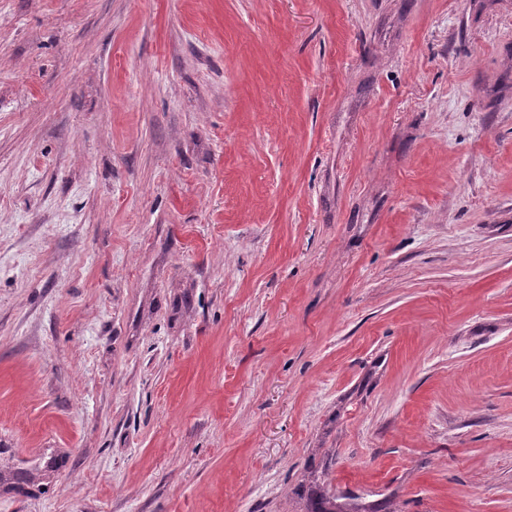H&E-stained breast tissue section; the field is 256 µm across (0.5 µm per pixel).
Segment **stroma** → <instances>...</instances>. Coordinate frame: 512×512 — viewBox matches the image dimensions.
Returning <instances> with one entry per match:
<instances>
[{
	"mask_svg": "<svg viewBox=\"0 0 512 512\" xmlns=\"http://www.w3.org/2000/svg\"><path fill=\"white\" fill-rule=\"evenodd\" d=\"M512 512V0H0V512Z\"/></svg>",
	"mask_w": 512,
	"mask_h": 512,
	"instance_id": "1",
	"label": "stroma"
}]
</instances>
